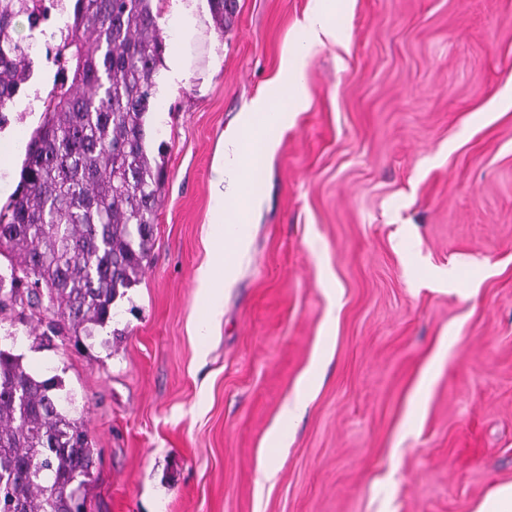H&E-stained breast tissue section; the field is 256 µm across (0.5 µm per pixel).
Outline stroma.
Segmentation results:
<instances>
[{
  "label": "stroma",
  "instance_id": "1",
  "mask_svg": "<svg viewBox=\"0 0 512 512\" xmlns=\"http://www.w3.org/2000/svg\"><path fill=\"white\" fill-rule=\"evenodd\" d=\"M314 4L235 0L220 26L199 0L189 34L154 0L186 72L157 94L150 260L92 335L0 314L101 450L86 512H474L512 483V0H345L247 186L262 206L221 312L201 296L217 147ZM57 46L34 44L0 130L14 183Z\"/></svg>",
  "mask_w": 512,
  "mask_h": 512
}]
</instances>
